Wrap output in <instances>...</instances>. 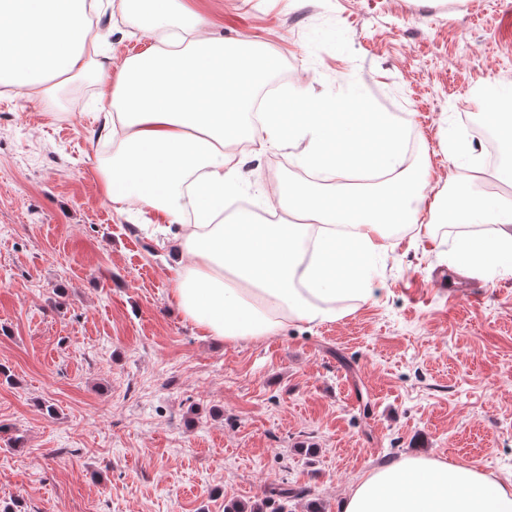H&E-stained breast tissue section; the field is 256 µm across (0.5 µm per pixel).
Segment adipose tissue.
Masks as SVG:
<instances>
[{"instance_id": "adipose-tissue-1", "label": "adipose tissue", "mask_w": 512, "mask_h": 512, "mask_svg": "<svg viewBox=\"0 0 512 512\" xmlns=\"http://www.w3.org/2000/svg\"><path fill=\"white\" fill-rule=\"evenodd\" d=\"M104 0H0V85L52 104L75 77L103 73L111 58L93 25ZM126 20L145 23L156 42L124 59L119 79L101 90L95 118L112 142L111 162L98 168L105 199L151 209L152 234L171 244L170 301L205 335L237 342L276 335L290 321L336 318V301L372 296L363 259L387 247L389 227L458 224L454 264L464 271H512V193L485 194L472 183L449 185L427 200V169L402 170L405 132L381 114L374 158L344 146L352 127H336L299 96V116L284 122L272 102L247 141L298 150L304 164L336 179L374 166L383 173L371 193L325 194L278 183V221L224 218V199L237 192L240 169L227 165L249 95L271 59L252 41L225 42L183 0H119ZM339 151H332V144ZM340 512H512V485L427 456H409L367 473Z\"/></svg>"}]
</instances>
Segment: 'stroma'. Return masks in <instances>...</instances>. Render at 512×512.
<instances>
[{
    "label": "stroma",
    "instance_id": "35a3bbf8",
    "mask_svg": "<svg viewBox=\"0 0 512 512\" xmlns=\"http://www.w3.org/2000/svg\"><path fill=\"white\" fill-rule=\"evenodd\" d=\"M226 41L258 40L281 86L344 104L339 126L392 113L428 165V195L472 173L442 145L464 119L501 134L478 97L512 80V0H199ZM113 69L150 45L103 15ZM96 75L45 107L0 87V512H224L267 485L309 486L323 512L371 468L416 452L512 483V274L462 294L436 224L369 258L374 295L341 318L218 343L169 301L147 209L103 199L110 144L89 117ZM85 116L69 114L71 101ZM234 202L303 181L295 150L244 169Z\"/></svg>",
    "mask_w": 512,
    "mask_h": 512
}]
</instances>
